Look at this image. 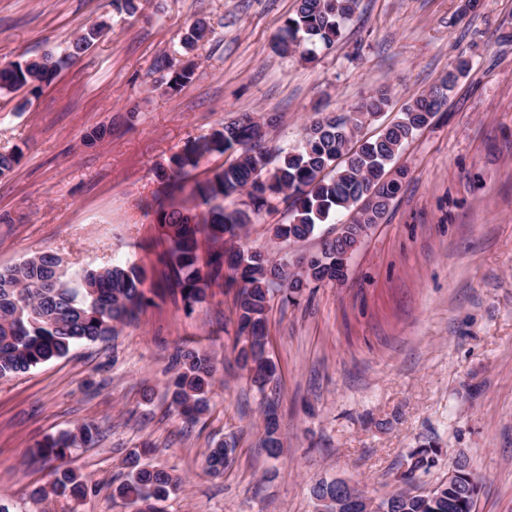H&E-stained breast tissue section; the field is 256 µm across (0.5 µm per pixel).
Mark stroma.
<instances>
[{"mask_svg":"<svg viewBox=\"0 0 512 512\" xmlns=\"http://www.w3.org/2000/svg\"><path fill=\"white\" fill-rule=\"evenodd\" d=\"M463 4L361 0L336 45L305 61L276 47L296 0H142L132 16L112 0H0V64L64 55L86 27H109L50 85L0 96V152L17 156L0 177V268L41 251L77 267L117 261L145 270L151 300L110 344L0 378V494L11 512H127L112 491L133 451L184 479L169 512H317L318 481L343 479L381 501L428 445L441 453L418 489L461 458L479 483L474 512H512V0H479L467 14ZM200 17L209 31L188 54L194 78L166 93L154 62ZM461 56L470 72L396 156L407 177L346 279L288 303L271 286L277 374L258 389L235 362L237 288L213 286L185 311L167 287L156 220L159 203L191 201L231 156L204 158L171 193L156 168L245 115L274 118L267 147L289 149L316 113H349L385 88L389 109L362 129L378 134ZM99 126L106 137L89 140ZM287 221L282 200L237 248L290 262L338 231L321 224L303 241L275 239L273 225ZM184 345L216 363L210 408L193 424L167 394L170 356ZM270 403L275 459L261 446ZM82 423L101 432L69 458L88 495L33 501L54 465L31 451ZM221 441L234 444V461L212 475L204 454Z\"/></svg>","mask_w":512,"mask_h":512,"instance_id":"obj_1","label":"stroma"}]
</instances>
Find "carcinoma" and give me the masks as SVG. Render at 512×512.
<instances>
[{
    "label": "carcinoma",
    "mask_w": 512,
    "mask_h": 512,
    "mask_svg": "<svg viewBox=\"0 0 512 512\" xmlns=\"http://www.w3.org/2000/svg\"><path fill=\"white\" fill-rule=\"evenodd\" d=\"M359 0H297L295 15L280 29L277 47L283 55L300 53L305 59L319 49H330L342 36L344 22L351 19ZM107 24L94 23L72 42L64 57L51 53L16 61L0 69V95L48 84L69 60L94 45L106 33ZM208 31L207 23L194 21L181 38V47L189 52ZM155 70L160 82L176 91L191 82L195 73L189 62L177 66L168 54L158 57ZM470 62L460 58L453 70L455 80L441 77L429 92L412 99L399 121L386 127L375 138L360 136L364 123L388 108L389 93L379 90L362 99L348 116L321 115L315 118L298 144L281 151L277 160L263 148L267 129L244 116L226 122L210 134L189 141L173 153L167 165L157 170L160 181L169 183L196 169L212 154L232 152L236 158L197 187L194 208L175 202L159 209L156 220L169 247L165 261L174 274L173 289L190 311L204 302L210 288L224 277V269L233 272L231 282L238 285L236 361L251 380L263 389L274 379L277 367L268 350V285L279 282L293 300L312 283H330L341 279V257L356 239L379 223L386 205L398 196L402 182L389 181V165L400 149L420 130L428 127L448 102L458 78L467 75ZM246 194L248 203L229 209L224 200ZM286 197L291 200L288 223L276 224L273 236L284 241H303L313 235L316 226L344 214L342 237L323 244L306 272L290 270L260 250L219 247L200 263L198 234L206 229L215 243L232 241L263 209ZM149 302L145 276L135 266L106 264L70 271L56 252L36 253L21 263L0 269V378L27 373L50 361L69 355L83 343H108L117 335V327L131 323ZM175 373L169 383L170 406L187 422H195L209 409V393L216 365L211 355L194 348H178L171 354ZM100 432L92 424H82L36 444L33 454L44 460L65 461L72 451L95 444ZM262 447L271 457L281 452L279 423L273 405L265 414ZM441 449L432 446L411 453V466L403 474L411 485L419 473L433 466ZM234 449L218 443L205 456V469L219 475L233 463ZM128 474L115 488L116 495L132 512H164L162 504L182 486L180 477L141 462L140 455L127 458ZM454 475L426 493L408 488L383 504L394 512H469L477 481L466 462H457ZM88 484L82 475L59 466L49 486H38L30 496L42 501L56 497L83 498ZM315 499L327 508L336 506V480H322L312 488Z\"/></svg>",
    "instance_id": "carcinoma-1"
}]
</instances>
